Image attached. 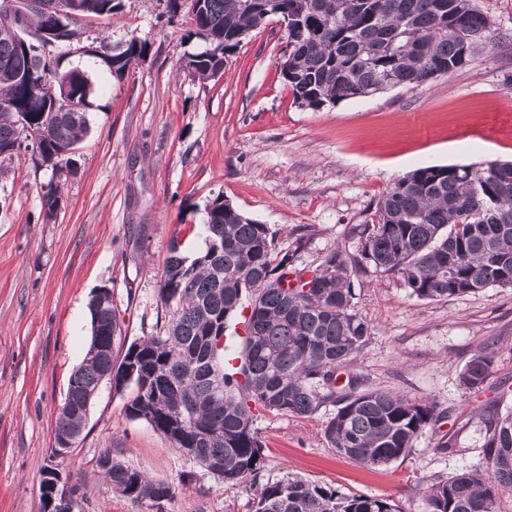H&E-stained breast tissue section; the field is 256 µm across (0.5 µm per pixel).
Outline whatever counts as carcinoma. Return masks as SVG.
Listing matches in <instances>:
<instances>
[{"mask_svg": "<svg viewBox=\"0 0 512 512\" xmlns=\"http://www.w3.org/2000/svg\"><path fill=\"white\" fill-rule=\"evenodd\" d=\"M55 10L22 11L0 0V163L31 153L50 171L41 185L43 220L57 216L60 183L76 174L71 155L89 130L92 82L78 68L60 70L74 50L101 61L121 78L143 60L149 45L131 37L80 44L84 16H109L119 0H54ZM169 21L186 18L208 48L181 67L205 80L224 69V54L247 34L276 20L286 23L288 58L280 74L294 102L319 108L339 100L417 86L465 64L461 41L481 40L489 22L473 0H166ZM377 223L353 228L355 257L340 248L316 266L303 263L310 237L280 247L279 231L252 220L216 196L206 208L205 248L185 254L188 224L174 237L159 292L171 317L152 336L110 359L119 325L113 304L89 302L92 335L68 388L75 399L112 371V389L131 385L126 415L147 422L179 452L230 486L255 488L252 512H403L388 496L342 494L299 476L260 482L265 444L258 416L312 417L324 409L327 447L359 465L382 469L409 454L437 419L436 405L388 388L360 389L341 371L366 347L371 325L354 309L353 273L359 267L392 274L419 300L438 301L512 288V161L480 166H419L396 180L376 204ZM244 322L238 364L224 366V339ZM495 351L485 347L465 364L460 380L481 388ZM76 411L59 408L56 427L80 429ZM484 461L430 483L425 512H501L512 492V411L484 421ZM97 467L112 491L159 504L171 483L120 461Z\"/></svg>", "mask_w": 512, "mask_h": 512, "instance_id": "1", "label": "carcinoma"}]
</instances>
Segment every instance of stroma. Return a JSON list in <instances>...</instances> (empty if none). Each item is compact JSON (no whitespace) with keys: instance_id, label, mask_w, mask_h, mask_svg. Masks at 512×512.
I'll return each instance as SVG.
<instances>
[{"instance_id":"35a3bbf8","label":"stroma","mask_w":512,"mask_h":512,"mask_svg":"<svg viewBox=\"0 0 512 512\" xmlns=\"http://www.w3.org/2000/svg\"><path fill=\"white\" fill-rule=\"evenodd\" d=\"M122 4L87 34L112 44L146 40L145 60L119 79L91 56L61 62L83 68L93 92L78 173L63 186L56 218L40 216L49 171L26 153L0 164V512H43L41 480L58 409L90 344L93 292L112 291L114 355L122 357L169 319L159 288L171 237L178 225L203 224L213 198L278 229L281 246L308 230L302 259L314 265L337 247L357 253L353 227L376 223V201L418 166L512 160V0H474L490 22L488 39L459 69L317 109L298 106L280 75L288 51L280 23L251 31L223 71L202 82L180 68L206 49L202 37L163 25L164 0ZM354 288V308L372 335L349 375L435 402L439 419L406 457L372 471L326 447L327 412L262 415V478L298 474L424 512L428 484L482 459V419L512 410V288L427 302L371 268ZM488 342L496 348L492 373L481 390L467 389L459 375ZM130 396L102 383L61 463L70 484L86 486L78 512H149L98 479L105 448L173 484L162 512H251L249 487L224 485L147 422L129 419Z\"/></svg>"}]
</instances>
